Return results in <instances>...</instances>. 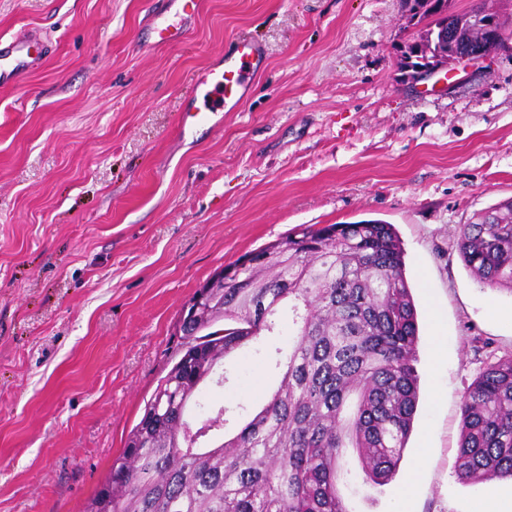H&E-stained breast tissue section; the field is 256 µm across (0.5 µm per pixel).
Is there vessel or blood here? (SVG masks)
Here are the masks:
<instances>
[{
    "mask_svg": "<svg viewBox=\"0 0 512 512\" xmlns=\"http://www.w3.org/2000/svg\"><path fill=\"white\" fill-rule=\"evenodd\" d=\"M199 11V0H159L152 11L156 45L180 40L189 30L188 19ZM46 56L45 46L25 31L0 41V86L15 85L23 76L36 69ZM266 62V49L261 43L239 37L224 50L221 70H202L196 79L199 96L218 95L219 102L205 107L191 105L182 113L183 125L189 127H219L225 113L235 111L251 90Z\"/></svg>",
    "mask_w": 512,
    "mask_h": 512,
    "instance_id": "b4317fda",
    "label": "vessel or blood"
}]
</instances>
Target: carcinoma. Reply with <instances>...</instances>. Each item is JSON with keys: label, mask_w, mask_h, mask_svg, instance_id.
Returning a JSON list of instances; mask_svg holds the SVG:
<instances>
[{"label": "carcinoma", "mask_w": 512, "mask_h": 512, "mask_svg": "<svg viewBox=\"0 0 512 512\" xmlns=\"http://www.w3.org/2000/svg\"><path fill=\"white\" fill-rule=\"evenodd\" d=\"M436 2L402 0L417 18L412 40L446 60L477 37L469 16L479 7L457 13L463 25L450 44ZM275 245L211 289L224 319L186 323L179 359L83 512H348L340 486L355 471L377 486L395 478L419 400V327L393 225L302 224ZM456 247L480 282L512 292V200L462 225ZM285 307L288 349L266 356L281 371L277 389L232 437L199 446L224 428L221 406L202 410L197 439L186 440L201 384L257 332L280 335ZM489 358L461 400L464 483L512 480V355Z\"/></svg>", "instance_id": "carcinoma-1"}]
</instances>
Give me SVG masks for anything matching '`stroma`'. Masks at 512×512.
<instances>
[{
  "label": "stroma",
  "mask_w": 512,
  "mask_h": 512,
  "mask_svg": "<svg viewBox=\"0 0 512 512\" xmlns=\"http://www.w3.org/2000/svg\"><path fill=\"white\" fill-rule=\"evenodd\" d=\"M151 0H0V36L51 54L0 89V512H82L157 381L197 287L301 224L382 220L405 251L420 340L414 431L395 480L351 512H490L511 480L456 475L460 402L483 341L512 353V292L462 261L460 225L512 198V59L448 88L401 81L400 0H201L142 48ZM247 36L267 65L212 131L181 132L199 71ZM266 336L204 399L259 407Z\"/></svg>",
  "instance_id": "stroma-1"
}]
</instances>
